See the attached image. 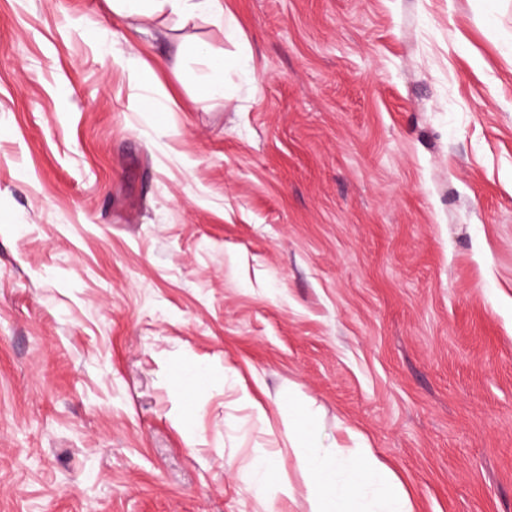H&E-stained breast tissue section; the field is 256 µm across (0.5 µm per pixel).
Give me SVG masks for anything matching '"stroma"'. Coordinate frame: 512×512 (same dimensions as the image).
<instances>
[{
	"label": "stroma",
	"mask_w": 512,
	"mask_h": 512,
	"mask_svg": "<svg viewBox=\"0 0 512 512\" xmlns=\"http://www.w3.org/2000/svg\"><path fill=\"white\" fill-rule=\"evenodd\" d=\"M224 13L0 0V512H310L288 397L340 480L362 444L413 512H512V0ZM138 56L139 50L137 44L125 38L124 48L120 50L118 55L113 54V61L122 66L129 67L135 79L139 81L141 85L148 87L154 82L156 74L152 68L140 66ZM195 54L202 60L204 68L197 74L196 81L201 91L199 100L224 99V55L218 56L205 43L195 46ZM282 462L272 456H262L254 460L250 470L242 475L246 488L256 497L263 498L270 491V472Z\"/></svg>",
	"instance_id": "1"
}]
</instances>
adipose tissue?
Masks as SVG:
<instances>
[{
  "mask_svg": "<svg viewBox=\"0 0 512 512\" xmlns=\"http://www.w3.org/2000/svg\"><path fill=\"white\" fill-rule=\"evenodd\" d=\"M112 10L118 14L142 16L167 10L184 19L205 18L219 25L224 22V0H112ZM195 53L204 64L196 76L202 100L224 98V57L214 54L204 43L196 45ZM276 407L288 432L292 454L311 477L310 512H353L355 497L368 485L375 487L385 498L387 512H413L409 496L393 471L370 448H362V463L350 479L339 482L335 456L322 453L321 442L313 429H298L293 401H277Z\"/></svg>",
  "mask_w": 512,
  "mask_h": 512,
  "instance_id": "1",
  "label": "adipose tissue"
}]
</instances>
